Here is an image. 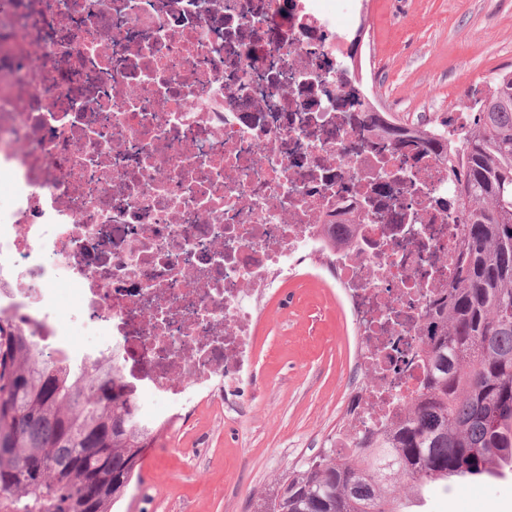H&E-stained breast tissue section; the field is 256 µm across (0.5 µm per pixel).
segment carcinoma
Returning a JSON list of instances; mask_svg holds the SVG:
<instances>
[{
    "mask_svg": "<svg viewBox=\"0 0 512 512\" xmlns=\"http://www.w3.org/2000/svg\"><path fill=\"white\" fill-rule=\"evenodd\" d=\"M389 146L440 160L461 230L448 288L430 300L409 414L364 432L355 448L318 454L285 475L272 512H401L455 476L483 481L512 467V71L498 74L458 140L367 102ZM151 431L117 369L91 373L47 359L0 318V502L17 512H112L140 469Z\"/></svg>",
    "mask_w": 512,
    "mask_h": 512,
    "instance_id": "carcinoma-1",
    "label": "carcinoma"
}]
</instances>
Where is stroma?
<instances>
[{
    "mask_svg": "<svg viewBox=\"0 0 512 512\" xmlns=\"http://www.w3.org/2000/svg\"><path fill=\"white\" fill-rule=\"evenodd\" d=\"M337 26L361 30L356 59L380 111L447 115L464 92L512 68V0H337ZM289 304L264 303L255 370L260 393L229 422L208 401L145 448L112 512H255L281 477L318 455L355 394L350 307L328 279L300 275ZM406 512H512V471L429 485Z\"/></svg>",
    "mask_w": 512,
    "mask_h": 512,
    "instance_id": "1",
    "label": "stroma"
}]
</instances>
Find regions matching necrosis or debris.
<instances>
[{
    "label": "necrosis or debris",
    "mask_w": 512,
    "mask_h": 512,
    "mask_svg": "<svg viewBox=\"0 0 512 512\" xmlns=\"http://www.w3.org/2000/svg\"><path fill=\"white\" fill-rule=\"evenodd\" d=\"M315 0H0V317L64 356L57 285L155 426L252 382L261 303L313 256L356 315L357 414L407 416L460 226L448 178L366 128Z\"/></svg>",
    "instance_id": "obj_1"
}]
</instances>
